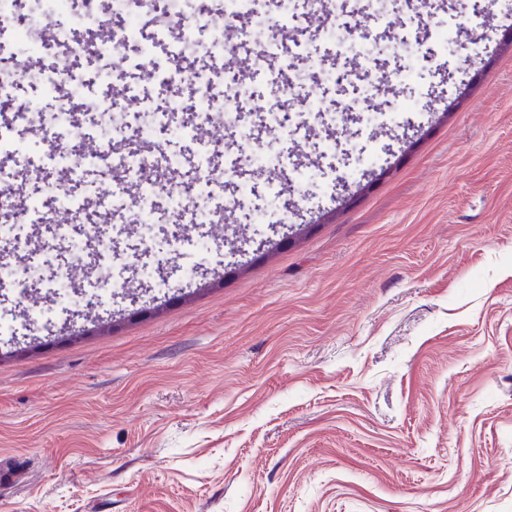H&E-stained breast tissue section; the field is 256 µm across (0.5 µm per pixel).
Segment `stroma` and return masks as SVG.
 <instances>
[{"instance_id":"35a3bbf8","label":"stroma","mask_w":512,"mask_h":512,"mask_svg":"<svg viewBox=\"0 0 512 512\" xmlns=\"http://www.w3.org/2000/svg\"><path fill=\"white\" fill-rule=\"evenodd\" d=\"M378 1L364 0L381 48L369 66L298 13L277 17L280 76L251 79L244 143L197 134L190 84L182 111L164 110L130 46L71 68L88 85L79 132L57 121V96L7 88L42 120L0 126L34 146L28 176L0 174L45 206L12 230L16 249L41 230L35 291L0 287V512H512V32L495 25L512 0L422 15L382 0V18ZM441 29L459 52L427 56ZM109 62L135 99L112 111L113 138L152 126L178 184L209 193L208 221L174 217L165 187L118 195L101 162L70 179L78 220L48 207L54 147L100 137ZM380 73L378 100L404 123L338 125L337 103L357 109ZM267 153L275 169L256 172ZM141 197L151 227L88 242L82 304L57 296L67 241ZM215 220L210 261L186 275Z\"/></svg>"}]
</instances>
